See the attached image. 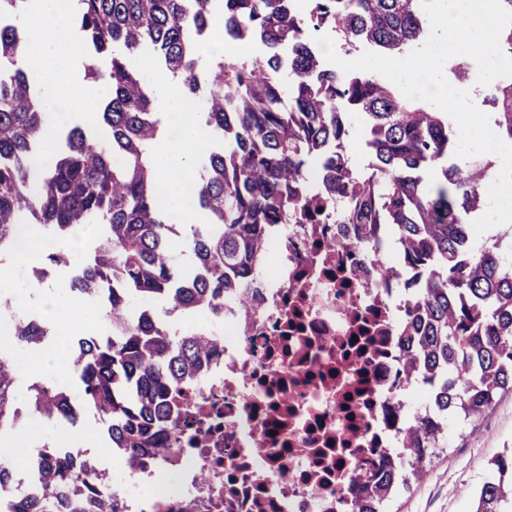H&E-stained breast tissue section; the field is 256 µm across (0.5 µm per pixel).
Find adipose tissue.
Listing matches in <instances>:
<instances>
[{
    "label": "adipose tissue",
    "instance_id": "1",
    "mask_svg": "<svg viewBox=\"0 0 512 512\" xmlns=\"http://www.w3.org/2000/svg\"><path fill=\"white\" fill-rule=\"evenodd\" d=\"M78 8V0H29L26 23L34 46L24 63L33 71L44 91L47 111H84L95 104L104 94L102 85L79 79L72 67L73 62L89 66V58L78 57L75 52L76 39L64 26L67 15ZM157 87L164 103L184 114L185 130L181 139L168 143L167 154L182 161V171L165 174L159 182L162 197L178 202L188 223L199 221L198 213L191 205L196 184L188 170L192 162L208 149V141L202 127L192 116L194 108L181 93L179 84L170 74L157 76Z\"/></svg>",
    "mask_w": 512,
    "mask_h": 512
}]
</instances>
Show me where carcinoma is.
Segmentation results:
<instances>
[{
  "instance_id": "1",
  "label": "carcinoma",
  "mask_w": 512,
  "mask_h": 512,
  "mask_svg": "<svg viewBox=\"0 0 512 512\" xmlns=\"http://www.w3.org/2000/svg\"><path fill=\"white\" fill-rule=\"evenodd\" d=\"M28 0H0V255L12 251L22 225L36 224L59 239L87 224L103 228L97 246L75 266L69 291L97 299L110 335L77 336L68 357L80 383L77 396L36 380L29 407L40 417L71 423L90 411L106 425L122 458H163L177 441L172 414L183 384L214 354L212 334L176 332L143 306L151 300L173 315L216 309L224 294L242 290L258 273L269 224H326L343 205L346 224H385L420 268V307L428 323L409 363L434 386L435 411L406 426L407 464L378 462L385 491L354 501V512H384L390 494L421 479L445 446L448 418L476 420L504 392L512 393V228L480 243L471 227L486 193L492 155L453 162L457 127L432 104L407 99L382 77L324 66L312 33L329 29L346 51L366 44L379 54L407 55L430 33L420 0H79L76 19L84 50L109 59L88 78L109 89L98 113L110 129L102 142L80 127L60 154L41 161L55 125L22 62L25 36L17 21ZM223 32L261 43L253 59L227 54L203 71L197 32ZM148 51L180 79L203 108L209 151L197 182L195 208L204 224H176L161 204L162 176L149 149L164 141L146 76L127 59ZM288 74L282 80L280 72ZM485 103L498 136L512 143V82L495 80ZM359 123L367 171L355 170L349 128ZM322 169L320 188L305 173ZM195 258L174 259L176 240ZM0 293L11 347L0 346V433L20 434L13 347L41 344L46 330L12 314ZM37 466L50 480L40 497L12 512H75L64 486L82 483V512H117L112 488L95 481V464L79 448L47 444ZM471 512H512V452L497 456Z\"/></svg>"
}]
</instances>
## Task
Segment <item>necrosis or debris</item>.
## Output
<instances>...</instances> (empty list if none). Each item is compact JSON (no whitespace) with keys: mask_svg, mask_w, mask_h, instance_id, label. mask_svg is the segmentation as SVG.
Masks as SVG:
<instances>
[{"mask_svg":"<svg viewBox=\"0 0 512 512\" xmlns=\"http://www.w3.org/2000/svg\"><path fill=\"white\" fill-rule=\"evenodd\" d=\"M268 237L256 310L230 295L191 320L220 349L184 387L175 455L98 469L118 512H353L375 463L402 461L404 426L432 400L407 361L419 269L382 224Z\"/></svg>","mask_w":512,"mask_h":512,"instance_id":"1","label":"necrosis or debris"}]
</instances>
